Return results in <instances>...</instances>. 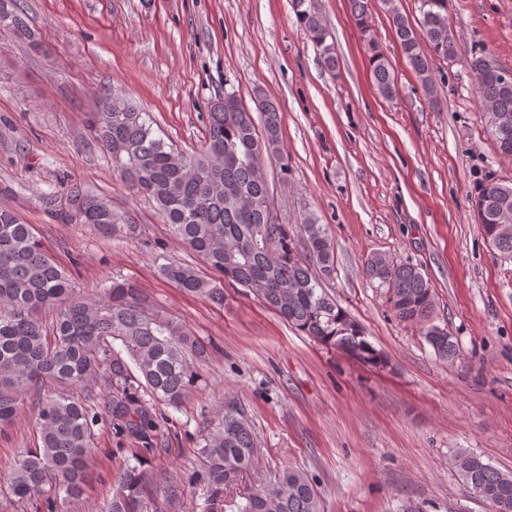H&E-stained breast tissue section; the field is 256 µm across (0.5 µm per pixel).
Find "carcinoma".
<instances>
[{
    "instance_id": "carcinoma-1",
    "label": "carcinoma",
    "mask_w": 512,
    "mask_h": 512,
    "mask_svg": "<svg viewBox=\"0 0 512 512\" xmlns=\"http://www.w3.org/2000/svg\"><path fill=\"white\" fill-rule=\"evenodd\" d=\"M349 3L377 90L392 100L398 94L396 77L374 36L367 2ZM382 3L408 64L426 92L433 93L432 59L455 54L448 0H415L419 17L413 22L400 11L397 0ZM292 6L325 64L336 69L335 46L328 41V29L313 0H292ZM0 16L11 19L19 35L31 36L22 15L4 9L2 0ZM484 58L481 54L470 61L476 94L500 154L511 158L512 87L482 72ZM254 104L252 111L228 92L212 102L202 148L181 159L154 135L147 113L128 103L116 111L109 96L97 112L94 132L121 178L154 202L161 223L214 274L206 278L167 257L160 265L166 279L219 305L224 304V284L240 286L313 341L340 349L364 365L383 368L384 354L322 286V277L333 270L326 229L314 219L281 224L273 212L260 162L264 155L279 156V178L288 181L281 115L277 103L261 91ZM70 196L74 209L60 214L62 223L85 224L125 240L140 235V225L105 199L78 185L70 187ZM493 200L507 204L508 220L497 216ZM471 202L480 233L493 250L511 259L512 232L495 225H512V179L478 181ZM365 273L387 288L399 320L420 325L436 358H459L451 333L428 324L434 292L419 267L401 263L382 272L368 260ZM47 310L55 313L50 333L42 322ZM203 352L198 337L148 308L140 288L128 280H112L95 300L76 295L69 274L43 249L32 226L12 210L0 208V423L10 422L19 397L29 395L40 438L38 447L21 453L7 478L6 490L15 501H38L47 512H55L58 499H79L97 451L95 429L106 426L114 436L137 444L130 449L136 464L123 466L115 476L106 512H141L152 479L144 468V455L163 451L166 439L163 424L168 417L156 406L182 408L202 380L196 361ZM99 385L106 394L98 403ZM197 448L208 512H219L224 487L251 468L257 448L244 410L225 404ZM454 464L471 497L489 503L493 512H512V472H502L465 451L455 456ZM240 512H322V501L313 478L289 468L274 483L250 489Z\"/></svg>"
}]
</instances>
